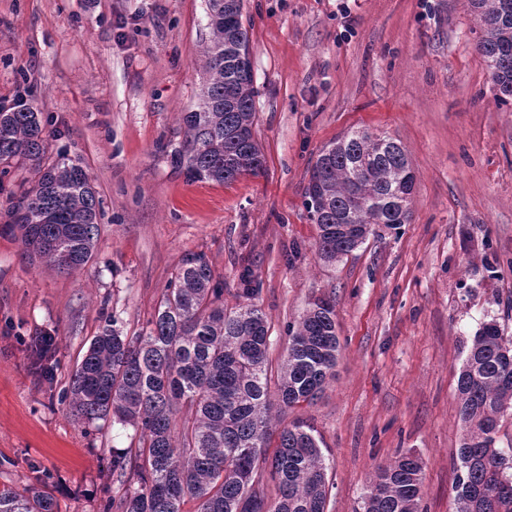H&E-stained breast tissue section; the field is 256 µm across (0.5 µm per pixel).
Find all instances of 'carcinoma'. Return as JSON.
I'll list each match as a JSON object with an SVG mask.
<instances>
[{
    "label": "carcinoma",
    "instance_id": "1",
    "mask_svg": "<svg viewBox=\"0 0 512 512\" xmlns=\"http://www.w3.org/2000/svg\"><path fill=\"white\" fill-rule=\"evenodd\" d=\"M479 21L477 49L497 100L512 106V0H467ZM211 37L203 50L207 78L198 110L184 116L186 138L173 154L194 180L230 183L258 175L265 159L254 139V75L241 0H208ZM47 132L30 104L0 110V177L14 162L30 165L35 184L11 197L1 231L19 233L28 256L59 271L82 269L93 256L101 202L86 172L64 156L44 165ZM304 192L319 229L317 254L335 261L375 227L410 219L416 174L407 150L366 129L324 147ZM239 295L224 309V283L202 253H189L168 282L145 331L124 334L105 318L76 363L61 401L93 422L112 418L139 434L138 446L112 450L121 512H327L331 482L312 426L276 430L268 398L270 325L251 302L245 268ZM340 349L334 304L319 299L288 324L277 371L281 405L311 404L334 376ZM464 434L455 459L453 512H512V448L497 447L512 415V339L490 321L467 348L456 382ZM187 409L180 431L173 417ZM278 438L266 457L272 437ZM268 468L276 497L258 488ZM425 464L402 454L378 468L359 512H421ZM0 512H57L49 488L0 487Z\"/></svg>",
    "mask_w": 512,
    "mask_h": 512
}]
</instances>
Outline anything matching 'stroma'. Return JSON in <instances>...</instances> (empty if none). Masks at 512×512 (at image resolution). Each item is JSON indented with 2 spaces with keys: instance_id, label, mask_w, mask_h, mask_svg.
<instances>
[{
  "instance_id": "35a3bbf8",
  "label": "stroma",
  "mask_w": 512,
  "mask_h": 512,
  "mask_svg": "<svg viewBox=\"0 0 512 512\" xmlns=\"http://www.w3.org/2000/svg\"><path fill=\"white\" fill-rule=\"evenodd\" d=\"M265 170L189 180L173 162L205 81L207 0H0V107L35 102L48 157L87 172L101 201L93 259L63 274L0 233V485L49 487L59 512L120 498L113 449L133 428L73 415L59 395L103 316L145 327L182 258L204 254L238 305L244 268L271 323L335 305L336 376L301 418L325 444L328 512H356L378 466L425 464L423 512H452L462 439L456 373L475 332L512 336V109L475 49L466 0H243ZM366 128L405 146L417 174L409 223L319 259L304 188L320 150ZM57 341L55 378L31 337Z\"/></svg>"
}]
</instances>
